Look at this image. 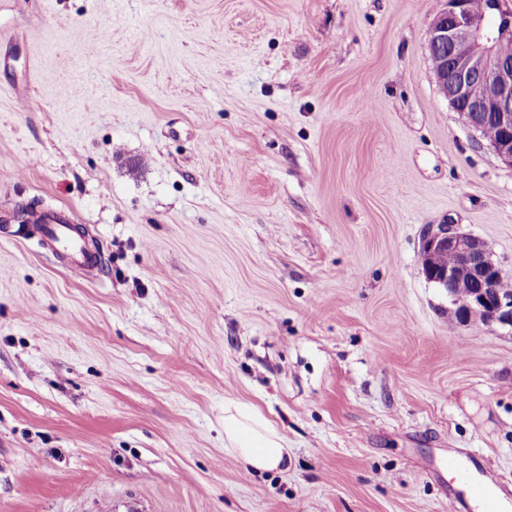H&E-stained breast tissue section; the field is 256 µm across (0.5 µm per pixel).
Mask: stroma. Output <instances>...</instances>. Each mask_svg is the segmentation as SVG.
Segmentation results:
<instances>
[{"label":"stroma","instance_id":"35a3bbf8","mask_svg":"<svg viewBox=\"0 0 512 512\" xmlns=\"http://www.w3.org/2000/svg\"><path fill=\"white\" fill-rule=\"evenodd\" d=\"M445 0H0V512H475L512 491V328L423 271L512 278V168L439 91ZM66 212L87 276L13 213ZM256 407L288 469L224 447ZM421 250L423 269L430 281L471 289L468 295L454 299L460 322L512 327V294L498 290H512V280L505 279L497 288L505 275L482 240L460 232L455 224H438L426 230ZM446 255L452 256L453 262L443 267L441 259ZM443 465L448 472H456L458 474V484L466 487L471 495L483 500V512H503L501 511L500 498L497 492L498 487L502 490L503 488L492 475H487V481L473 482L468 473L460 467L457 458L452 454H448L443 460Z\"/></svg>","mask_w":512,"mask_h":512}]
</instances>
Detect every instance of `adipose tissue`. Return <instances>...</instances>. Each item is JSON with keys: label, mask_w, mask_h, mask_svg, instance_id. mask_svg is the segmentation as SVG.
Returning <instances> with one entry per match:
<instances>
[{"label": "adipose tissue", "mask_w": 512, "mask_h": 512, "mask_svg": "<svg viewBox=\"0 0 512 512\" xmlns=\"http://www.w3.org/2000/svg\"><path fill=\"white\" fill-rule=\"evenodd\" d=\"M224 445L255 472L288 468V443L259 412L235 401L224 404Z\"/></svg>", "instance_id": "ef3b65f1"}]
</instances>
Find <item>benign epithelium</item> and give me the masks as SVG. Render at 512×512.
<instances>
[{"mask_svg":"<svg viewBox=\"0 0 512 512\" xmlns=\"http://www.w3.org/2000/svg\"><path fill=\"white\" fill-rule=\"evenodd\" d=\"M505 39H512V0H493L484 13L472 11L468 0H447L433 20L428 52L443 57L433 73L450 107L476 132L480 113H489L501 131L490 146L512 168V59L494 52ZM422 264L429 280L470 288L455 300L460 322L512 327V294L498 290L505 275L482 240L454 224L430 227L422 238Z\"/></svg>","mask_w":512,"mask_h":512,"instance_id":"benign-epithelium-1","label":"benign epithelium"}]
</instances>
